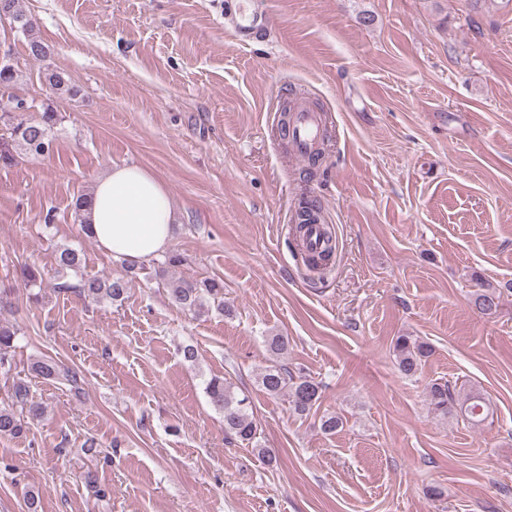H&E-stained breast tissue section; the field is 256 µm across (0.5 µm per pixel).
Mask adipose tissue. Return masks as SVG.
I'll return each mask as SVG.
<instances>
[{
    "instance_id": "obj_1",
    "label": "adipose tissue",
    "mask_w": 512,
    "mask_h": 512,
    "mask_svg": "<svg viewBox=\"0 0 512 512\" xmlns=\"http://www.w3.org/2000/svg\"><path fill=\"white\" fill-rule=\"evenodd\" d=\"M96 242L112 258L147 262L172 237L173 206L164 183L136 165H115L97 179L87 207Z\"/></svg>"
}]
</instances>
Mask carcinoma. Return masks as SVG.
<instances>
[{"mask_svg":"<svg viewBox=\"0 0 512 512\" xmlns=\"http://www.w3.org/2000/svg\"><path fill=\"white\" fill-rule=\"evenodd\" d=\"M14 27L28 34L32 32L34 23L19 7L18 0H6ZM29 56L43 60L51 54V48L42 40L32 37L28 39ZM46 82L59 94L70 92L67 79L63 73L51 70L45 74ZM58 122V113L45 110L40 119L29 120L19 113H13L6 127L7 133L0 134V146L13 142L27 154L38 156L48 152L51 140L50 133ZM321 223L319 208L314 201L302 199L294 217L292 236L300 241L305 230L312 224ZM325 245L316 255L305 257L307 265L314 269L326 268L335 250L334 238L328 225H323ZM184 255L170 251L161 260L153 261V270L148 277L166 281L170 300L175 305L188 310L204 308L210 304L217 310L231 314V308L224 303V282L216 278L200 280L170 279L169 269L184 265ZM56 265L62 281L55 283L59 292H73L88 297L96 302L104 299L117 301L123 297L128 288V281L112 277H82L72 283L65 279L70 272L76 273L82 265V254L72 247L57 249ZM481 290L475 293L473 305L479 313L489 315L499 306L496 291L485 288L479 283ZM16 331L9 325H0V370L11 367V349L13 348ZM399 370L407 377L415 376L422 367V361L429 356L430 346L411 336H398L392 347ZM33 370L46 377L62 376L66 380L76 382V373L62 371L52 360H41L33 363ZM259 382L264 391L271 397H285L294 411L305 414L316 405L320 398L322 385L314 377L289 370L282 364L274 363L266 367L259 375ZM206 393L213 407L224 415V435L231 441L251 444L257 435L258 426L252 413L249 397L239 396L234 388L220 378H212L206 383ZM13 408L0 409V436H16L23 431V424L17 409H22L35 419L42 413L41 407L30 396L27 383L17 381L13 385ZM428 408L442 416H462L472 422H481L487 413L486 403L474 392H462L446 380L430 382L426 388Z\"/></svg>","mask_w":512,"mask_h":512,"instance_id":"carcinoma-1","label":"carcinoma"}]
</instances>
